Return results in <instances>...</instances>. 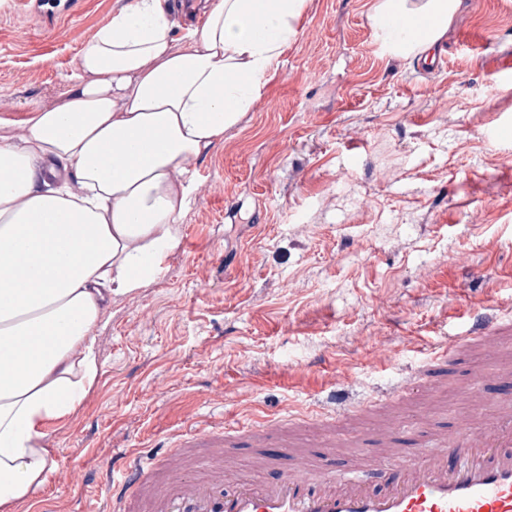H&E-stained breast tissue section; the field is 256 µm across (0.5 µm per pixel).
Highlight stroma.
<instances>
[{"instance_id":"obj_1","label":"stroma","mask_w":512,"mask_h":512,"mask_svg":"<svg viewBox=\"0 0 512 512\" xmlns=\"http://www.w3.org/2000/svg\"><path fill=\"white\" fill-rule=\"evenodd\" d=\"M46 20L0 0V119L59 102L82 44L127 0H69ZM376 0H309L242 123L192 164L197 201L159 281L114 300L97 328L98 378L49 430L55 467L15 512H108L103 465L190 431L407 383L487 309H512V0H460L427 58L385 53ZM502 128L491 143L488 134ZM471 350L408 403L359 414L358 447L455 430ZM83 480H75L73 470Z\"/></svg>"}]
</instances>
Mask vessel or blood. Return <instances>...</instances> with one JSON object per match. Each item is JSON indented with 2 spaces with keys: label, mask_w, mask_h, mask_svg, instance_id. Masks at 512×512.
Wrapping results in <instances>:
<instances>
[{
  "label": "vessel or blood",
  "mask_w": 512,
  "mask_h": 512,
  "mask_svg": "<svg viewBox=\"0 0 512 512\" xmlns=\"http://www.w3.org/2000/svg\"><path fill=\"white\" fill-rule=\"evenodd\" d=\"M509 335L512 311L478 315L467 334L417 371L418 385L433 383L466 348H494ZM354 410L342 401L315 417H255L181 438L131 465L112 463L113 512H512L511 407L426 447L391 448L382 456L357 449L342 466L329 436L303 457L284 446L260 469L232 473L224 466L241 440L261 443L317 423L338 429Z\"/></svg>",
  "instance_id": "vessel-or-blood-1"
}]
</instances>
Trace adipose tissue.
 <instances>
[{
	"label": "adipose tissue",
	"mask_w": 512,
	"mask_h": 512,
	"mask_svg": "<svg viewBox=\"0 0 512 512\" xmlns=\"http://www.w3.org/2000/svg\"><path fill=\"white\" fill-rule=\"evenodd\" d=\"M308 0H205L174 37L167 0H128L84 42L61 101L0 119V512L42 488L51 423L98 377L113 300L151 286L196 202L191 164L236 129ZM459 0H377L374 38L408 59Z\"/></svg>",
	"instance_id": "obj_1"
}]
</instances>
